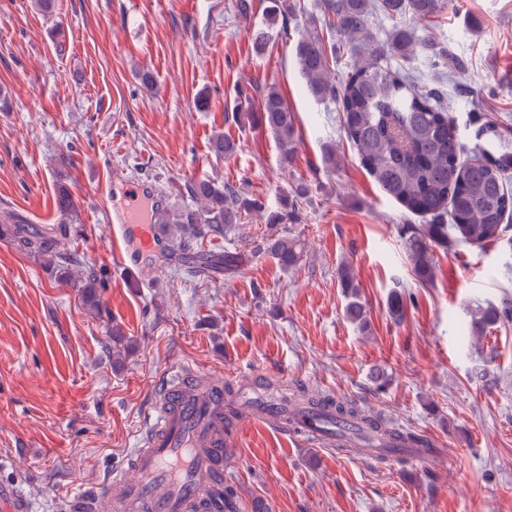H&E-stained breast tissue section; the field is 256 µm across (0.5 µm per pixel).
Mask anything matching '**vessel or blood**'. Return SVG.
<instances>
[{"instance_id":"vessel-or-blood-1","label":"vessel or blood","mask_w":512,"mask_h":512,"mask_svg":"<svg viewBox=\"0 0 512 512\" xmlns=\"http://www.w3.org/2000/svg\"><path fill=\"white\" fill-rule=\"evenodd\" d=\"M121 195L106 215L115 251L124 260L126 243L156 244L153 226L140 217L155 202L154 185L116 183ZM224 374L196 378L178 365L156 380L134 448L89 492L77 493L72 512H224ZM0 512H34L18 485L0 482Z\"/></svg>"}]
</instances>
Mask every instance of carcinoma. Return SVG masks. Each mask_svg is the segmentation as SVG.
Instances as JSON below:
<instances>
[{"instance_id":"obj_1","label":"carcinoma","mask_w":512,"mask_h":512,"mask_svg":"<svg viewBox=\"0 0 512 512\" xmlns=\"http://www.w3.org/2000/svg\"><path fill=\"white\" fill-rule=\"evenodd\" d=\"M447 8L448 0H320V16L308 22L293 46L308 93L317 101L339 106L341 128L381 191L423 220L399 226L405 254L422 284L434 276L433 248L448 249L457 243L483 248L512 239V224L508 223L512 219V136L508 128L487 121L466 139L453 113L440 101L438 90L408 72L376 63L383 56L406 58L417 48L427 47L399 25L386 40H377L373 30L379 16L396 20L410 14L422 21ZM295 11L291 0H270L268 22L256 32V45L266 43L278 18L286 20ZM337 34L347 38V51L354 57L351 70L339 81L333 74ZM245 100L249 95L242 90L232 108L234 121L267 131L278 145L283 166H288L298 140L295 112L275 86L264 90L255 108L243 105ZM211 146L224 158L237 149L222 133L212 137ZM179 196L181 201L166 203L157 211L156 223L165 227L170 253H179L188 272L198 277L231 266L234 257L205 253L197 248V241L222 236L254 214L271 227L288 221V210L268 211L260 199L245 196L226 183L186 181ZM55 207L60 223H81L74 194L62 183L56 188ZM1 236L40 258L63 283L72 281L70 267L83 268L77 279L78 295L85 307L101 312V290L108 280L103 268L83 264L61 246L57 236L30 231L13 213L0 219ZM263 250L285 270L296 267L304 253L299 240L286 235L265 239ZM336 274L349 298L347 318L365 328L366 310L353 268L343 262ZM410 300L406 293L392 290L387 306L394 320L404 317ZM507 322H512V302L505 300L498 306L476 309L467 331L479 338ZM281 397L302 406V412L315 415L320 424L336 422L339 453L358 451L381 462L390 455L433 452L426 436L392 426L351 401L301 385Z\"/></svg>"}]
</instances>
